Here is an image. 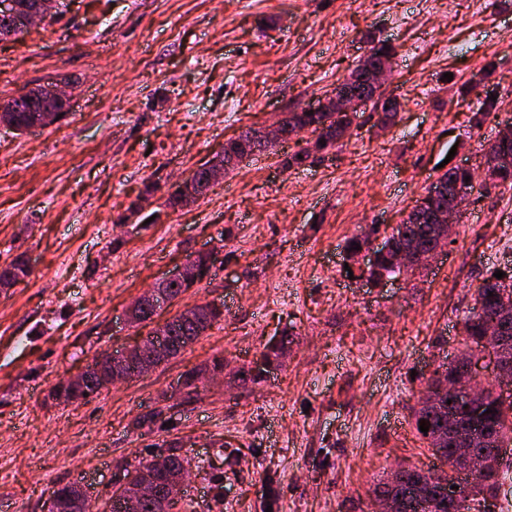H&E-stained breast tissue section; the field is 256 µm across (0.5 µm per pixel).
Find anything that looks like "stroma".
I'll use <instances>...</instances> for the list:
<instances>
[{
  "label": "stroma",
  "mask_w": 512,
  "mask_h": 512,
  "mask_svg": "<svg viewBox=\"0 0 512 512\" xmlns=\"http://www.w3.org/2000/svg\"><path fill=\"white\" fill-rule=\"evenodd\" d=\"M61 2L0 41V102L71 85L63 120L0 126V264L30 268L0 289V512H45L67 483L104 502L124 468L172 448L194 466L179 512H369L383 473L437 465L411 409L463 349L483 278L512 263V189L476 185L454 244L411 281L368 283L345 241L382 243L441 162L481 166L512 122V0ZM382 43L392 121L365 110L341 146L287 169L305 145L291 137L169 206L228 139L317 105ZM205 249L210 275L163 315L212 302L223 321L139 378L52 400L93 357L148 335L126 307ZM285 333L280 366L242 381ZM217 355L223 383L182 391Z\"/></svg>",
  "instance_id": "stroma-1"
}]
</instances>
